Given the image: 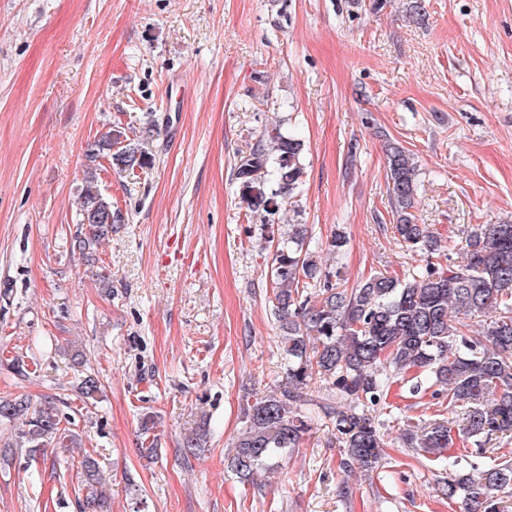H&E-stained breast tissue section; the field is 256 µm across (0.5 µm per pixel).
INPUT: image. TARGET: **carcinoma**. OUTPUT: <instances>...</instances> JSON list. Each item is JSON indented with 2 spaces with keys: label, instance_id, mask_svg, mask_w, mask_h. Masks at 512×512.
<instances>
[{
  "label": "carcinoma",
  "instance_id": "1",
  "mask_svg": "<svg viewBox=\"0 0 512 512\" xmlns=\"http://www.w3.org/2000/svg\"><path fill=\"white\" fill-rule=\"evenodd\" d=\"M108 133L87 146L94 162L105 156L120 171H135L149 162L142 144L115 148ZM303 144L278 128L264 131L256 146L235 164L242 200L250 212L270 220L276 198L284 203L300 188ZM386 180L394 204V235L412 252L433 255L441 241L411 209L417 196V164L403 146L386 148ZM121 222L93 173L81 190L78 223L87 226L72 239L82 257L109 238ZM461 260L448 267L432 262L412 280L374 273L349 288L340 269L324 266L305 246V229L293 224L277 242L271 264L273 311L283 334L285 383L246 400L242 427L225 457L226 467L249 480L268 461L296 448L311 431L310 410L316 406L336 417V438L346 465L369 471L381 462L382 437L375 419L362 408L384 406L391 382L379 377L381 367L397 372L430 370L448 396V412L463 410V438L478 447L494 434H512V223L480 224L459 247ZM484 316L481 328L467 320ZM325 393L312 394V386ZM98 378L89 373L80 382L83 401L95 399ZM22 421L21 443L29 448L74 442L63 416L52 402L38 408L24 398H0V420ZM405 442L441 456L452 447L453 421L438 419L418 430H406ZM461 459L450 464L441 493L461 504L462 512H504L500 493L512 488V463L489 465L478 475L461 471ZM86 495L82 512L103 508L99 462L84 457Z\"/></svg>",
  "mask_w": 512,
  "mask_h": 512
}]
</instances>
